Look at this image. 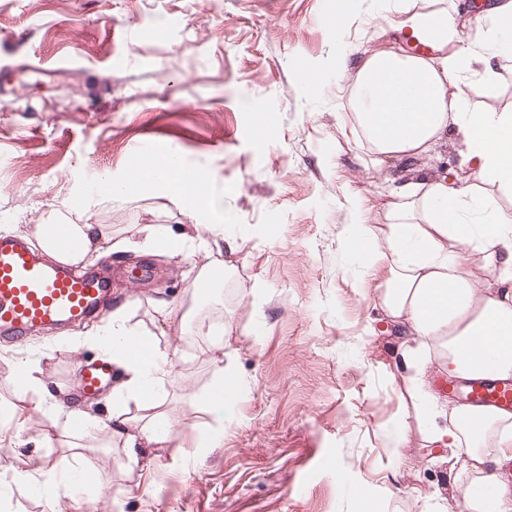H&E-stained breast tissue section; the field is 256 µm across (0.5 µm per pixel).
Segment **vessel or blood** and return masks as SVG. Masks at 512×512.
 <instances>
[{
    "label": "vessel or blood",
    "mask_w": 512,
    "mask_h": 512,
    "mask_svg": "<svg viewBox=\"0 0 512 512\" xmlns=\"http://www.w3.org/2000/svg\"><path fill=\"white\" fill-rule=\"evenodd\" d=\"M112 293V278L59 264L43 263L27 241L0 237V331L23 337L30 329L84 321ZM86 392L112 377L106 361L77 368ZM472 403L512 411V382L474 379L456 383Z\"/></svg>",
    "instance_id": "b4317fda"
}]
</instances>
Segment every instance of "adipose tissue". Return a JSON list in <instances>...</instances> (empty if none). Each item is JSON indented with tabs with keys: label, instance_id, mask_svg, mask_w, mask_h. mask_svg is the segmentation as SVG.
<instances>
[{
	"label": "adipose tissue",
	"instance_id": "adipose-tissue-1",
	"mask_svg": "<svg viewBox=\"0 0 512 512\" xmlns=\"http://www.w3.org/2000/svg\"><path fill=\"white\" fill-rule=\"evenodd\" d=\"M381 3L404 51L365 54L355 69L349 52L336 53L337 72L350 76L354 119L369 150L383 167L441 152L454 138L476 179L457 184L442 168L409 170L393 189L386 223H369L367 210L357 208L348 241L369 272L383 273L381 308L410 341L402 354L413 371L407 396L426 440L458 451L450 490L463 491L470 512H512V484L501 476L512 461V413L441 405L421 378L431 363L460 379L512 377V208L499 203L512 198V108L486 105L497 95L494 60L512 56V0H476L466 19L452 4L430 10L415 0ZM469 24L478 39L466 38ZM418 44L427 53H412ZM205 181L169 154L129 180L107 183L106 193L126 196L160 186L189 210L221 212L222 197L206 190ZM67 230L77 250H59L44 225H36L33 235L52 260L74 266L110 241L98 224ZM205 230L201 238L186 232L174 239L166 226L146 224L138 230L139 244L163 253L188 244L237 252L223 225ZM474 266L494 286L473 280ZM100 343L114 368L112 434L135 463L139 448L170 440L163 405L178 354L122 309L113 311Z\"/></svg>",
	"mask_w": 512,
	"mask_h": 512
}]
</instances>
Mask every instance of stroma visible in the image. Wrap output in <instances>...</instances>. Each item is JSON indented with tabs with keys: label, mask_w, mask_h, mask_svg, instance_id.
Returning a JSON list of instances; mask_svg holds the SVG:
<instances>
[{
	"label": "stroma",
	"mask_w": 512,
	"mask_h": 512,
	"mask_svg": "<svg viewBox=\"0 0 512 512\" xmlns=\"http://www.w3.org/2000/svg\"><path fill=\"white\" fill-rule=\"evenodd\" d=\"M331 0H0V236L34 224H100L119 240L141 224L181 235L220 224L234 255L111 250L85 267L143 269L99 315L25 342L0 340V512H466L439 500L448 448L427 447L401 395L400 339L368 323L382 275L364 274L347 237L361 201L384 221L385 175L348 113L350 86L332 64L337 40L355 57L389 48L372 0H352L343 36L320 17ZM303 59L323 75L310 90ZM265 121L255 125L256 114ZM178 153L212 175L224 211L184 209L157 188L107 198L135 159ZM226 264L214 295L194 299L196 270ZM170 301L183 326L158 311ZM182 358L165 410L172 440L129 467L109 430L64 429L58 401L81 393L75 368L98 359L116 308ZM222 327L199 336L198 323ZM241 380L211 448L202 403L214 357ZM31 362L41 384L9 375ZM403 433L407 445L388 447ZM100 483L61 473L72 451Z\"/></svg>",
	"instance_id": "obj_1"
}]
</instances>
